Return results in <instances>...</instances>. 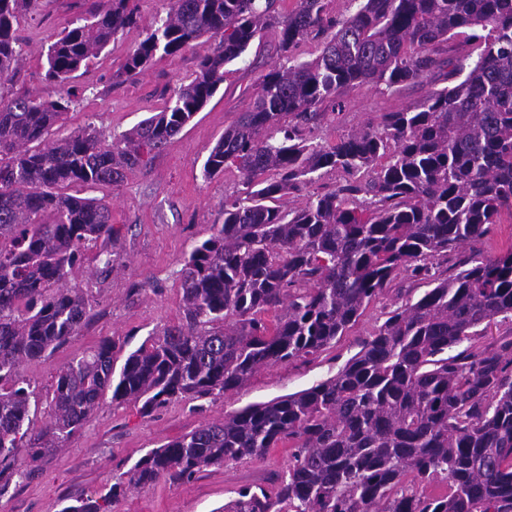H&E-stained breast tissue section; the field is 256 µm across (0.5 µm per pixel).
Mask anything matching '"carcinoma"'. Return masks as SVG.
Here are the masks:
<instances>
[{"mask_svg":"<svg viewBox=\"0 0 512 512\" xmlns=\"http://www.w3.org/2000/svg\"><path fill=\"white\" fill-rule=\"evenodd\" d=\"M51 2L0 0V496L27 475L21 452L32 463L52 455L107 393L143 415L222 396L336 344L401 277L432 288L416 300L397 289L401 303L336 374L149 450L126 482L61 512H112L126 485L189 482L283 442L286 470L222 512H512V336L487 338L496 319L512 320V245L463 252L512 216V0H362L347 17L332 0L288 12L278 0H172L113 78L202 38L209 51L160 112L116 141L90 125L66 130L79 98L69 80L138 26V0H95L51 36L45 79L60 91L46 99L10 83L23 26ZM269 27L277 60L203 164L207 178L237 170L241 188L185 260L179 322L119 368L110 339L62 367L34 430L39 405L20 367L80 333L92 301L68 278L93 247L111 267L117 234L109 202L68 189L117 186L148 164ZM461 34L466 49L448 55ZM309 40L321 50L305 60ZM441 72L448 85L419 105L317 141L345 90L432 85ZM330 172L333 189L282 205ZM450 261L460 268L451 278L441 270ZM438 481L448 494H427Z\"/></svg>","mask_w":512,"mask_h":512,"instance_id":"obj_1","label":"carcinoma"}]
</instances>
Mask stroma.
<instances>
[{
  "label": "stroma",
  "instance_id": "35a3bbf8",
  "mask_svg": "<svg viewBox=\"0 0 512 512\" xmlns=\"http://www.w3.org/2000/svg\"><path fill=\"white\" fill-rule=\"evenodd\" d=\"M91 0H54L43 14L26 24L27 52L14 77L16 86L46 98L59 88L44 79L46 37L84 15ZM169 0H141L138 29L118 37L73 82L86 93L68 115L70 130L92 124L106 137H120L141 120L159 112L172 89L188 81L206 43L158 60L122 83L112 74L134 45L165 16ZM276 29H264L244 57L228 66L224 83L205 108L158 153L150 164L128 169L120 186H86L83 196L108 201L118 234L112 243L113 266L88 262L75 270L70 285L90 289L94 316L51 357L24 364L38 403H45L57 371L100 340H115L125 358L152 332L180 318L181 278L185 257L209 237L222 219L224 199L240 184L237 172L204 177L202 165L224 129L244 111L258 79L276 59ZM429 91L420 84L390 94L368 86L348 89L345 107L336 116V131L350 133L376 113L394 112L422 101ZM391 295L374 299L359 322L328 350L307 360L262 369L241 389L215 399L171 402L151 415L137 405L104 397L92 419L63 448L0 497V512H61L76 499L105 491L123 478L148 450L188 433L225 413L267 402L311 387L332 376L359 350L358 343L382 323ZM289 451L271 449L258 459L204 469L186 483L159 482L128 490L113 502L112 512H221L246 486L267 485L288 466Z\"/></svg>",
  "mask_w": 512,
  "mask_h": 512
}]
</instances>
